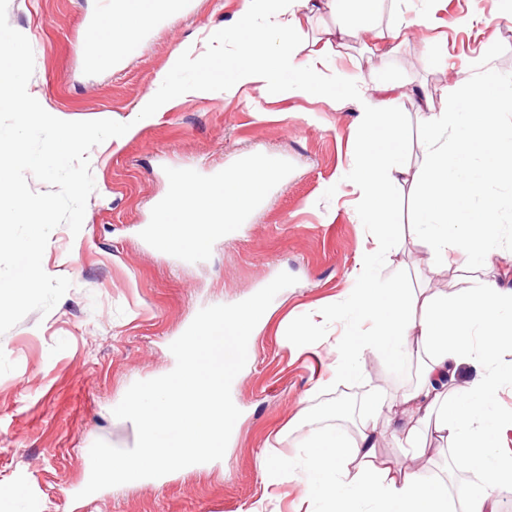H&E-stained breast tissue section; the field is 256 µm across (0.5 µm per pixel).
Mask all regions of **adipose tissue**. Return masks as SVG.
<instances>
[{
	"instance_id": "adipose-tissue-1",
	"label": "adipose tissue",
	"mask_w": 512,
	"mask_h": 512,
	"mask_svg": "<svg viewBox=\"0 0 512 512\" xmlns=\"http://www.w3.org/2000/svg\"><path fill=\"white\" fill-rule=\"evenodd\" d=\"M158 2L113 0L101 62L120 59L133 34L152 24ZM282 2V19L258 25L254 19L264 12L265 0H243L241 16L248 36L233 51L236 62L224 84L226 95H235L244 86L263 89L284 69L292 74L289 95L330 94L331 84L323 81L324 52L304 54L297 46L303 15L320 11L322 0ZM466 69L483 87L461 108L474 119L470 142L448 144L458 111L444 109L424 116L427 145L418 166L421 191L412 232L426 243L437 269L465 267L470 254L490 265L512 264V252L490 247L498 229L497 207L467 205L488 182L512 178V139L498 132L501 114L512 110V80L502 78L483 53L471 57ZM373 87L377 95L361 114L356 217L378 227L387 238L395 229L391 190L405 182L409 172L398 162L396 90L381 79ZM476 151L488 159L478 171L471 166ZM274 176L267 166L250 165L208 185L172 182L167 206L157 214V238L173 248L199 249L206 241L207 225L235 222ZM462 235L468 239L464 251L457 244ZM375 259V252L363 255V269L356 275L358 293L341 311L353 319L336 342L343 357L341 372L357 374L369 351L396 359L413 352L418 358L414 384L392 412H385L383 402H372L371 417L352 436L309 432L304 458L266 466L267 481L281 482L287 473L309 474L311 488L336 512H363L366 504L370 512H501L500 492L512 487V413L497 412L495 405L502 384L512 381V369L497 362L496 352L512 340V287L477 280L451 296L396 282L378 289L365 273ZM382 413L406 451L405 462L376 458L380 433L375 417ZM428 422L450 442L455 460L472 477L470 483L455 487L416 465L421 428Z\"/></svg>"
}]
</instances>
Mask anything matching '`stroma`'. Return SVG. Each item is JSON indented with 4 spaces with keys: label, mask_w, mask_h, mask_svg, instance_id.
Masks as SVG:
<instances>
[{
    "label": "stroma",
    "mask_w": 512,
    "mask_h": 512,
    "mask_svg": "<svg viewBox=\"0 0 512 512\" xmlns=\"http://www.w3.org/2000/svg\"><path fill=\"white\" fill-rule=\"evenodd\" d=\"M242 0H188V7L144 28L128 58L106 67L87 64L90 20H104L103 0H9L11 27L30 41L35 69L30 89L51 115L69 121H134L141 101L158 90L179 51L236 23ZM507 0H414L432 13L389 49L360 34L352 19L331 38L328 74L347 79L376 74L399 86L401 161L417 170L426 147L418 94L451 107L475 92L462 68L490 49L497 70L512 76V23L500 19ZM465 15L482 18L467 28ZM360 95L338 92L325 103L291 97L281 83L234 96L202 91L138 127L135 135L93 149L95 189L79 233L55 228L42 266L72 286L47 314L33 312L0 335V482L23 486L22 497H0V512H326L307 497L303 479L268 485L264 466L304 453L303 433L352 432L375 394L398 397L415 380L412 363L397 365L372 352L356 377L327 383L338 362L334 340L346 325L337 308L353 292L354 270L378 249L379 287L454 293L499 271L476 260L463 269L429 267L421 240L405 228L416 219L419 185L392 192L399 229L383 248L377 232L358 223L359 196L350 171L358 158ZM261 162L277 171L238 219L235 240L215 237L200 253L147 243L171 181L189 171L200 183L227 169ZM494 199L501 227L494 244L512 249V181L485 186L471 208ZM297 278L280 291L252 338L253 352L231 386L241 415L224 457L155 479H141L82 496L91 473L86 437L123 449L135 425L112 410L137 381L171 372L170 344L205 307L243 301L279 273ZM351 393L352 413L337 419V398Z\"/></svg>",
    "instance_id": "1"
}]
</instances>
